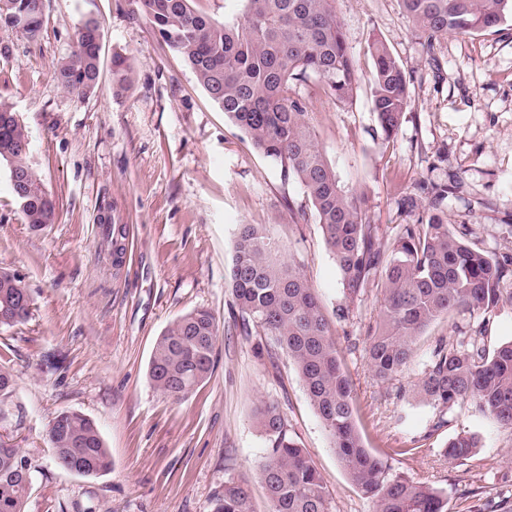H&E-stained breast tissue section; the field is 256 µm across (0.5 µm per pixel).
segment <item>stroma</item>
<instances>
[{
	"label": "stroma",
	"instance_id": "35a3bbf8",
	"mask_svg": "<svg viewBox=\"0 0 512 512\" xmlns=\"http://www.w3.org/2000/svg\"><path fill=\"white\" fill-rule=\"evenodd\" d=\"M45 15L35 42L0 25V103L29 130L28 164L55 202L54 222L32 229L0 165V268L17 274L32 296L26 322L0 327V364L15 379L11 393L0 395V441L35 466L24 512H211L230 477L248 484L255 512H267L258 466L268 442L254 420L263 401L287 417L329 490L332 512H373L333 452L293 363L258 353V336L234 325L225 275L239 224L271 225L326 311L344 301L300 184L283 181L254 149L135 0H45ZM336 15L359 69L356 95L334 102L312 79L301 93L340 185L364 194L389 242L417 220L401 207L416 181L456 176L452 230L512 256V24L430 44L400 0H336ZM91 18L103 27L105 56L128 59L123 95H114L107 63L86 98L54 77ZM375 37L405 69L412 99L388 142L371 102ZM292 205L306 208L305 221L292 222ZM110 223L129 231L118 267L105 243ZM381 300V290L370 289L353 320L334 332L364 447L399 449L393 470L443 490L448 512H487L488 502L512 498V430L472 402L442 412L412 396L435 347L456 341L461 328L484 324L489 349L512 341V300L431 324L410 363L385 382L363 351ZM197 308L219 325L214 367L176 402L150 384L148 364L165 327ZM62 411L97 424L112 462L106 474L83 477L57 464L47 429ZM460 433L476 434L479 446L467 459L449 460L443 447Z\"/></svg>",
	"mask_w": 512,
	"mask_h": 512
}]
</instances>
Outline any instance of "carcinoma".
I'll list each match as a JSON object with an SVG mask.
<instances>
[{
	"label": "carcinoma",
	"mask_w": 512,
	"mask_h": 512,
	"mask_svg": "<svg viewBox=\"0 0 512 512\" xmlns=\"http://www.w3.org/2000/svg\"><path fill=\"white\" fill-rule=\"evenodd\" d=\"M198 0H136L163 43L191 69L197 82L254 148L277 165L283 180H297L311 202L324 244L341 274L344 303L336 323H347L368 288L382 282L384 298L364 346L376 377L391 380L408 364L418 336L431 323L455 313L485 312L504 299L512 281V258L473 247L448 224V197L455 181L425 179L402 199L408 212L422 209L414 224L402 225L390 243L378 237L363 195L344 190L323 154L299 85L315 77L324 95L337 103L353 100L357 65L336 16L335 0H242V16L218 20ZM404 11L427 40L478 33L512 21V0H401ZM0 22L30 39L45 24L44 0H0ZM101 24L89 19L78 29L72 57L55 71L66 90L85 98L96 90L101 71ZM369 52L375 79L372 106L382 139L398 133L411 105L405 71L380 38ZM129 65L112 55V89L127 90ZM30 140L14 113L0 105V163L26 177L27 194L17 196L33 228L54 222L55 204L27 164ZM107 240L115 259L126 250L127 226L112 225ZM227 280L238 309L236 326L246 336L258 330L295 365L308 398L351 479L370 498L375 512H447L446 494L392 470L388 456L364 448L352 402V384L338 360L331 324L304 271L284 259L265 224H238ZM12 302L9 325L26 321L31 296L22 280L0 282ZM218 325L213 314L195 309L172 322L154 345L149 364L153 387L174 400L196 390L213 368ZM416 395L444 411L470 401L484 415L512 429V341L491 352L480 337L440 345L424 364ZM254 419L270 448L259 465L268 512H330L329 492L303 448L290 434L280 408L263 402ZM48 440L63 469L81 475L108 472L111 460L95 422L77 412L52 418ZM474 434L448 441L444 454L466 459L477 448ZM31 459L0 443V512H23L30 488ZM212 512H254L247 487L224 481Z\"/></svg>",
	"instance_id": "obj_1"
}]
</instances>
